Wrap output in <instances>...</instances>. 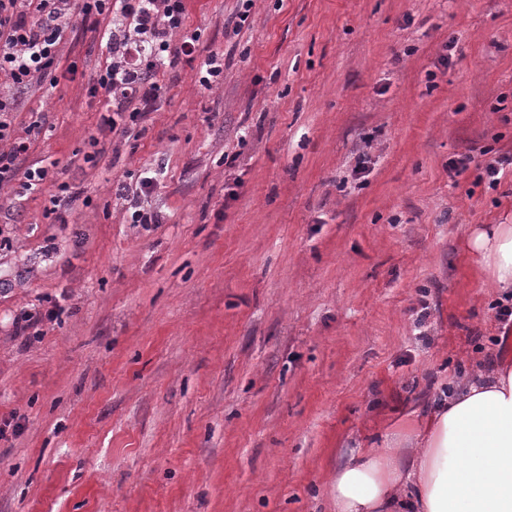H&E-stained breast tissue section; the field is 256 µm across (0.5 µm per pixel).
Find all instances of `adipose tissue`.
Instances as JSON below:
<instances>
[{
  "label": "adipose tissue",
  "instance_id": "1",
  "mask_svg": "<svg viewBox=\"0 0 512 512\" xmlns=\"http://www.w3.org/2000/svg\"><path fill=\"white\" fill-rule=\"evenodd\" d=\"M467 249L489 287L512 290V224L473 228ZM327 495L333 512H512V364L434 397L382 447L348 449Z\"/></svg>",
  "mask_w": 512,
  "mask_h": 512
}]
</instances>
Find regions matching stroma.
<instances>
[{
  "instance_id": "stroma-1",
  "label": "stroma",
  "mask_w": 512,
  "mask_h": 512,
  "mask_svg": "<svg viewBox=\"0 0 512 512\" xmlns=\"http://www.w3.org/2000/svg\"><path fill=\"white\" fill-rule=\"evenodd\" d=\"M107 26L12 93L50 180L0 185V512H330L337 459L504 332L466 242L512 222V0H186L224 83L159 71L135 139L88 91ZM152 176H144L140 181V194H137L139 203L135 204V210L131 214L132 223L135 224H157L159 223L158 214L144 206L145 201L153 193L157 186V172Z\"/></svg>"
}]
</instances>
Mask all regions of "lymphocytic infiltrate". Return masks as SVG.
<instances>
[{"instance_id":"lymphocytic-infiltrate-1","label":"lymphocytic infiltrate","mask_w":512,"mask_h":512,"mask_svg":"<svg viewBox=\"0 0 512 512\" xmlns=\"http://www.w3.org/2000/svg\"><path fill=\"white\" fill-rule=\"evenodd\" d=\"M108 15L112 25L101 36L109 60L92 92L109 100L105 131L130 135L133 124L156 111L162 87L151 78L163 68L200 62V86L210 90L224 80V56L202 52L198 35H185V0H0V77L22 89L45 78L57 60V47L73 19L97 22ZM10 98L0 95V182L19 179L25 193L41 190L45 168L21 169L28 150L16 135Z\"/></svg>"}]
</instances>
